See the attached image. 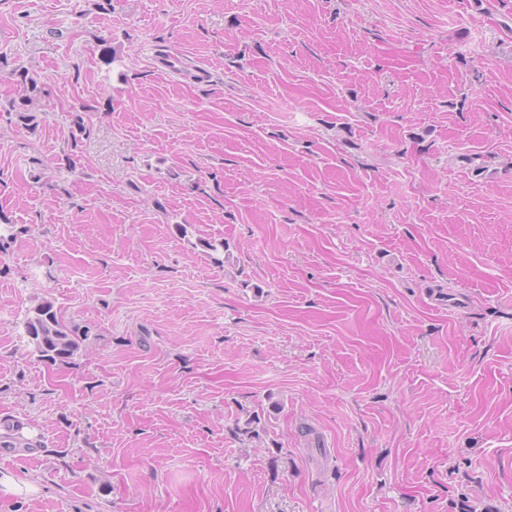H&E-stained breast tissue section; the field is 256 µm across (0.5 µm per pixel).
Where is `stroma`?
I'll return each instance as SVG.
<instances>
[{"mask_svg": "<svg viewBox=\"0 0 512 512\" xmlns=\"http://www.w3.org/2000/svg\"><path fill=\"white\" fill-rule=\"evenodd\" d=\"M0 212V512H512V0H0ZM30 85L26 83V87L24 86L23 94L20 96V102L17 104L18 107L15 106L14 102L12 104V108L18 113V118L23 124L28 126H34V115L29 114L31 106L36 99V96L40 94L41 89L38 88L37 83L32 79L29 80ZM18 109V110H17ZM23 327L32 353L52 365L72 359L89 333L88 327L66 323L52 301H43L29 311ZM37 492L36 482L20 478L8 470H0V497L28 501Z\"/></svg>", "mask_w": 512, "mask_h": 512, "instance_id": "35a3bbf8", "label": "stroma"}]
</instances>
